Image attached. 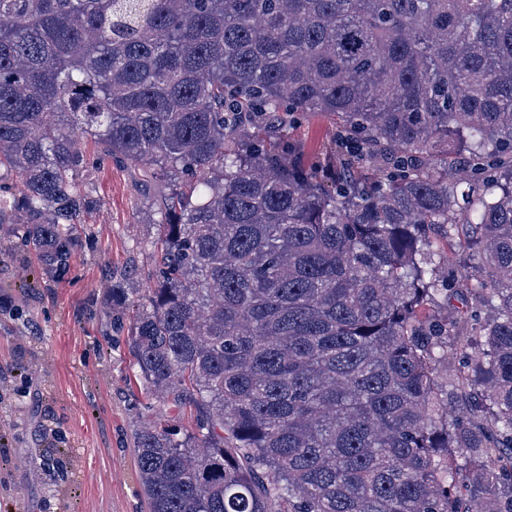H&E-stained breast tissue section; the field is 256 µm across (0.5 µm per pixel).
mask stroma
I'll use <instances>...</instances> for the list:
<instances>
[{
    "instance_id": "1",
    "label": "stroma",
    "mask_w": 512,
    "mask_h": 512,
    "mask_svg": "<svg viewBox=\"0 0 512 512\" xmlns=\"http://www.w3.org/2000/svg\"><path fill=\"white\" fill-rule=\"evenodd\" d=\"M338 127L311 113L287 135L324 158ZM97 206L70 272L43 279L0 228V512H148L133 437L149 397L128 391L133 359L102 333L105 266L150 264L147 192L133 166L90 173Z\"/></svg>"
}]
</instances>
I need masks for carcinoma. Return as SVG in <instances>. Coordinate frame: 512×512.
Listing matches in <instances>:
<instances>
[{"label":"carcinoma","mask_w":512,"mask_h":512,"mask_svg":"<svg viewBox=\"0 0 512 512\" xmlns=\"http://www.w3.org/2000/svg\"><path fill=\"white\" fill-rule=\"evenodd\" d=\"M112 161L159 215L146 287L104 272L149 512H512V0H0V224L51 279ZM337 133L336 122L317 113L306 115L298 124L290 126L287 130L289 139L299 144L308 160L328 156L334 147Z\"/></svg>","instance_id":"1"}]
</instances>
